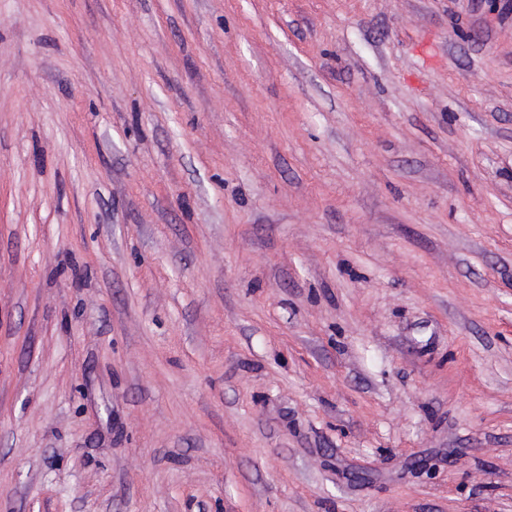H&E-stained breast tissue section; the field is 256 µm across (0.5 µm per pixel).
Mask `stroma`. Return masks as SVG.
I'll return each mask as SVG.
<instances>
[{
    "instance_id": "35a3bbf8",
    "label": "stroma",
    "mask_w": 512,
    "mask_h": 512,
    "mask_svg": "<svg viewBox=\"0 0 512 512\" xmlns=\"http://www.w3.org/2000/svg\"><path fill=\"white\" fill-rule=\"evenodd\" d=\"M0 512H512V0H0Z\"/></svg>"
}]
</instances>
